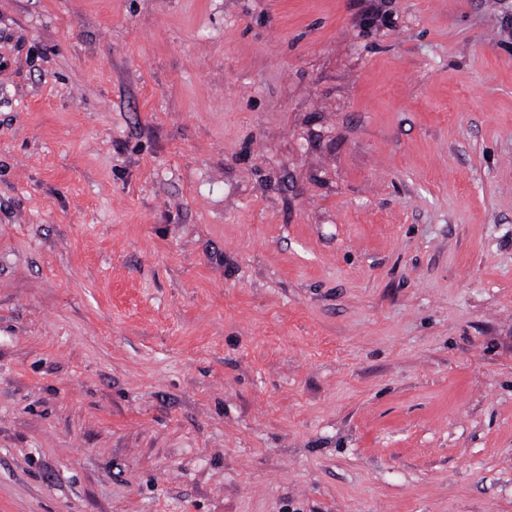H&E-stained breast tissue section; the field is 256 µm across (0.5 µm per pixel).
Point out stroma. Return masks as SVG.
<instances>
[{
    "label": "stroma",
    "mask_w": 512,
    "mask_h": 512,
    "mask_svg": "<svg viewBox=\"0 0 512 512\" xmlns=\"http://www.w3.org/2000/svg\"><path fill=\"white\" fill-rule=\"evenodd\" d=\"M0 512H512V0H0Z\"/></svg>",
    "instance_id": "stroma-1"
}]
</instances>
